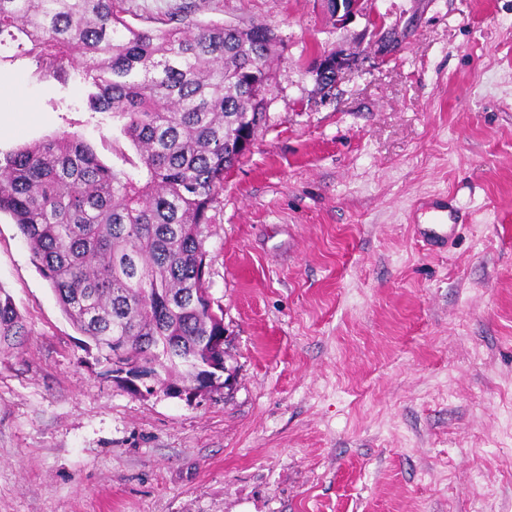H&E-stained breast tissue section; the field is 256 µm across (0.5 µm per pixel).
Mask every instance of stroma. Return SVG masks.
Segmentation results:
<instances>
[{"label":"stroma","instance_id":"stroma-1","mask_svg":"<svg viewBox=\"0 0 512 512\" xmlns=\"http://www.w3.org/2000/svg\"><path fill=\"white\" fill-rule=\"evenodd\" d=\"M400 38L323 0H121L133 26L268 25L267 122L202 228L229 386L189 402L114 382L17 224L0 287L28 335L0 351V512H512V0H373ZM359 67L331 99L317 51ZM0 152L76 133L115 164L76 68L0 63ZM463 222L413 236L420 198ZM368 25L369 28L372 27V29H369L372 42L377 47V52L380 56L384 57L387 52L388 48L390 46L391 42V32L389 29L384 28V22L383 17L380 15L378 16H372L370 19V16L368 15Z\"/></svg>","mask_w":512,"mask_h":512}]
</instances>
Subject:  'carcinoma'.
<instances>
[{"mask_svg": "<svg viewBox=\"0 0 512 512\" xmlns=\"http://www.w3.org/2000/svg\"><path fill=\"white\" fill-rule=\"evenodd\" d=\"M277 43L262 24L183 17L135 28L117 0H0V47L46 78L79 56L88 110L111 114L120 132L112 151L123 165L112 168L74 134L0 156V213L108 372L142 361L163 390L224 376V318L206 286L201 226L224 173L266 123ZM25 336L0 289V350Z\"/></svg>", "mask_w": 512, "mask_h": 512, "instance_id": "carcinoma-1", "label": "carcinoma"}]
</instances>
